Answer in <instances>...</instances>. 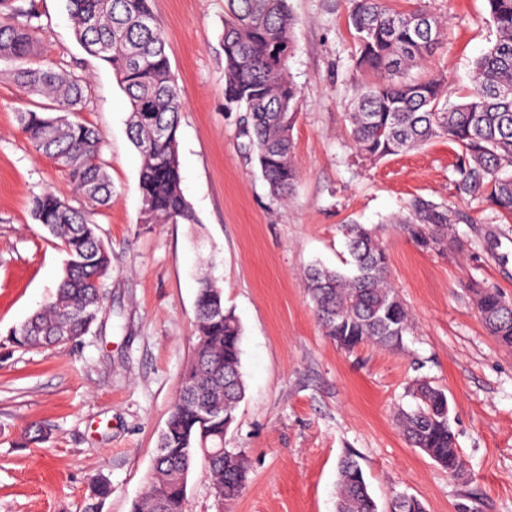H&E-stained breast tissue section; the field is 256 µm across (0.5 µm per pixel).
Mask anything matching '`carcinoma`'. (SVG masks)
<instances>
[{"mask_svg":"<svg viewBox=\"0 0 512 512\" xmlns=\"http://www.w3.org/2000/svg\"><path fill=\"white\" fill-rule=\"evenodd\" d=\"M78 42L111 66L128 97V136L140 158L141 222L194 224L195 212L181 188L178 128L183 101L171 71L152 0H65ZM496 40L474 63L472 89L453 101L443 80L407 77L441 44L440 25L428 6L393 11L386 0H350L349 22L358 44V64L378 81L361 88L349 113L356 152L379 161L401 151L446 139L457 146L455 188L482 198L512 220V0H486ZM33 7L0 0V60L26 97L51 102L49 111L19 113L21 132L34 150L64 168L80 199L77 206L45 191L32 198L37 224L60 240L67 260L55 294L11 331L18 346L60 345L80 340L97 322L105 299L112 256L98 234L97 216L112 204V185L103 167L101 133L69 119L87 99V82L40 62L43 28ZM296 20L288 0H227L224 18V101L245 108L247 147L256 154L271 192L292 196L300 178L294 163L292 129L300 90L288 60L276 51L294 48ZM473 219L451 206L416 198L394 220L424 250L454 243L451 225ZM342 233L351 272L312 266L306 288L324 334L340 347L398 346L413 330V318L388 277V256L378 231L345 224ZM482 324L495 341L512 350V299L499 289L467 286ZM195 342L179 395L161 431L147 488L131 512H188L187 478L207 451L215 493L238 497L245 487L244 452L224 447L245 397L241 371L243 329L224 307L223 289L205 279L195 301ZM414 406L398 410L401 432L411 447L456 476L462 461L450 420L446 390L417 379L409 387ZM336 512H379L360 463L345 456L338 464ZM112 494L103 476L92 480L82 512H102ZM389 512H425L405 493Z\"/></svg>","mask_w":512,"mask_h":512,"instance_id":"obj_1","label":"carcinoma"}]
</instances>
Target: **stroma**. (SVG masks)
I'll use <instances>...</instances> for the list:
<instances>
[{
    "label": "stroma",
    "mask_w": 512,
    "mask_h": 512,
    "mask_svg": "<svg viewBox=\"0 0 512 512\" xmlns=\"http://www.w3.org/2000/svg\"><path fill=\"white\" fill-rule=\"evenodd\" d=\"M429 3L445 37L421 72L467 92L474 60L495 39L486 0ZM35 5L48 64L90 84L75 117L104 138L113 198L98 223L112 270L99 320L81 342H10L54 294L66 258L29 202L47 189L78 198L67 174L21 133L25 101L0 61V512H81L98 474L112 483L102 512H130L192 354L206 277L243 327L246 395L224 445L245 451L250 469L242 493L222 500L196 462L189 512H335L337 463L347 454L380 512L400 492L426 512H512V351L489 335L466 290L477 282L512 298V224L457 194L448 141L377 162L357 155L348 114L373 76L356 66L349 0H289V73L301 107L292 130L300 179L287 201L271 193L245 147V110L224 104L225 0H154L183 98L178 152L193 224L141 223L127 97L111 68L78 43L64 0ZM416 197L471 213L473 223L454 227L458 246L425 252L394 226ZM350 223L380 228L390 278L414 316L396 348L337 346L307 295V266L346 269L341 227ZM417 377L448 393L459 475L399 431L395 411L411 406L405 391ZM32 425L45 430L44 442L25 443Z\"/></svg>",
    "instance_id": "1"
}]
</instances>
